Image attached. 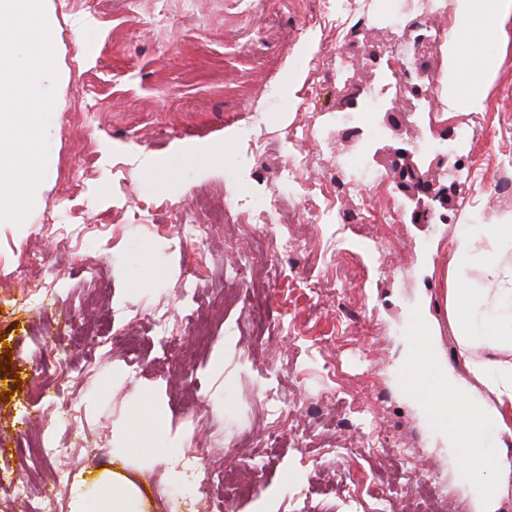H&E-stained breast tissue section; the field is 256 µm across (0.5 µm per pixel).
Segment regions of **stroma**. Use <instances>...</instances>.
<instances>
[{
	"instance_id": "obj_1",
	"label": "stroma",
	"mask_w": 512,
	"mask_h": 512,
	"mask_svg": "<svg viewBox=\"0 0 512 512\" xmlns=\"http://www.w3.org/2000/svg\"><path fill=\"white\" fill-rule=\"evenodd\" d=\"M44 5L58 71L46 177L25 224L0 223V345H10L20 373L13 382L0 370V512H40L45 501L68 498L73 477L97 474L82 467L88 457L132 478L148 512H187L191 486H167L170 461L112 457L133 398L146 393L180 447L212 449L213 473L229 470L254 485L250 498L218 482L207 488L227 512H391L422 481L451 512H481L462 477L466 461L401 374L418 316L471 399L487 398L460 353L446 297L457 285L452 242L462 225L512 213V200L489 194L512 169V20L497 45L504 62L486 87L483 111L442 110L424 127L413 113L380 112L373 121L382 134L369 140L347 138L337 124L344 91L320 68L340 60L354 84L373 82L369 56L393 39L383 27L334 41L318 0H260L247 22L240 18L245 0ZM471 119L476 134L462 151L477 178L448 170L439 152L424 157L434 180L458 187L449 223H411L408 194L391 181L376 189L367 223L340 230L306 220L273 225L278 237L303 245L299 253H278L279 265L302 268L322 292L289 278L271 283L261 336L244 322L241 305L225 306L190 375L177 366L158 375L154 311H168L179 336L190 337L179 323L190 305L184 267L196 265L207 298L234 291V269L248 262L261 232L218 226L201 249L174 246L173 226L206 221L204 202L221 208L239 197L266 203L317 193L313 182L293 191L275 184L272 160L285 155L290 127L319 123L318 137L304 145L319 172L342 173L363 149L370 166L387 174L408 132L440 143ZM254 142L260 152L250 151ZM227 151L235 159L229 166L204 159ZM66 185L74 189L67 206L60 201ZM391 204L392 221L385 213ZM28 252L45 255L39 276L57 285L42 306L20 304L31 282L15 266ZM85 324L114 338L94 369L76 380L71 371L46 368L49 347L83 365ZM276 372L291 414L271 448L262 399L266 376ZM66 401L81 411L69 429ZM246 432L252 442L242 453ZM40 435L69 444L68 471L54 461L41 470L25 466L21 451Z\"/></svg>"
}]
</instances>
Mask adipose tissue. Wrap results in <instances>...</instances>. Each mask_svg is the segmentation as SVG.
<instances>
[{"instance_id": "1", "label": "adipose tissue", "mask_w": 512, "mask_h": 512, "mask_svg": "<svg viewBox=\"0 0 512 512\" xmlns=\"http://www.w3.org/2000/svg\"><path fill=\"white\" fill-rule=\"evenodd\" d=\"M512 19V0H453L452 36L445 58L442 97L449 111L479 112L485 85L501 65L488 52L489 40L506 36ZM512 244V221L464 226L453 242L455 271L461 282L450 295L449 312L458 344L468 353L473 379L493 397L490 405L464 400L456 380L448 382V444L467 460L463 477L486 512H494L502 491L512 486V450L487 454L489 425L512 423V359L473 356L478 347L512 348V255L502 254ZM478 270L480 284L467 287L470 270ZM128 454L152 461L174 456V443L161 425L147 421L143 409H133L123 436ZM140 488L127 477L104 472L97 487L75 478L70 489V512H143Z\"/></svg>"}]
</instances>
